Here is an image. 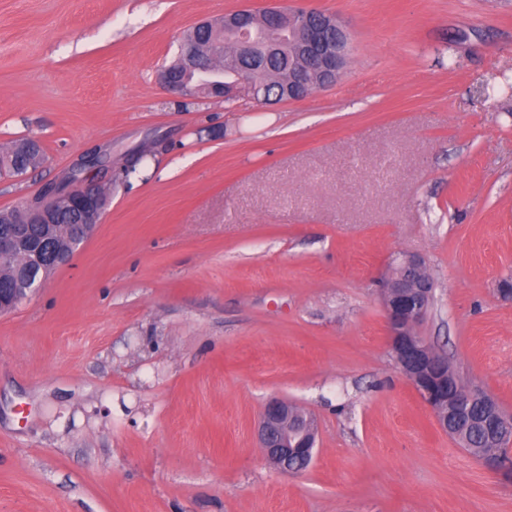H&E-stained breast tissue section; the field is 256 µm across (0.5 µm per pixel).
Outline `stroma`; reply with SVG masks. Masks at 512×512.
Instances as JSON below:
<instances>
[{"mask_svg":"<svg viewBox=\"0 0 512 512\" xmlns=\"http://www.w3.org/2000/svg\"><path fill=\"white\" fill-rule=\"evenodd\" d=\"M271 5L347 25L335 85L160 81L198 21ZM23 138L45 160L0 174V209L98 145L115 175L0 313V512H512L396 370L380 291L423 256L418 333L512 414V0H0V152ZM272 396L318 421L296 475L257 443Z\"/></svg>","mask_w":512,"mask_h":512,"instance_id":"stroma-1","label":"stroma"}]
</instances>
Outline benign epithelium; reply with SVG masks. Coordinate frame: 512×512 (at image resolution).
Returning a JSON list of instances; mask_svg holds the SVG:
<instances>
[{"instance_id": "obj_1", "label": "benign epithelium", "mask_w": 512, "mask_h": 512, "mask_svg": "<svg viewBox=\"0 0 512 512\" xmlns=\"http://www.w3.org/2000/svg\"><path fill=\"white\" fill-rule=\"evenodd\" d=\"M262 16L267 32H288L290 54L302 58L301 68L289 70L288 85L281 100L294 101L308 96L310 76L321 79L320 87L335 84L341 76L351 50V37L346 26L317 10L261 12L241 8L224 15V30L233 43V54L224 71L214 67L209 56L202 55L191 43H182L178 55L181 76L169 70L160 79L171 90L187 94L189 79L207 80V88L219 98L237 97L242 90L257 98L261 85L250 78L264 57L281 54L280 44L266 43L254 20ZM96 171L93 179L81 177L86 170ZM112 185V146L104 145L90 155L77 158L72 167L62 171L35 196L19 208L20 217L0 219V313L18 307L28 295L36 292L61 267L71 263L80 246L101 223L102 200ZM79 216L75 224L62 223L63 216ZM397 274L384 277L381 299L388 323V342L398 371L412 384L432 411L439 426L453 435L448 420L453 412L439 413V403L448 400L450 375L448 357L435 351L420 336L416 327L426 317L433 299L434 283L426 273L425 259L416 253H402L395 258ZM479 402L494 410L500 420L501 433L512 429V416L500 408L486 390L473 387L460 392L454 409ZM295 415L294 405L272 397L264 405L258 427L259 447L265 459L276 469L289 474L304 470L293 461L301 457L313 459L317 422L305 419V428L289 425Z\"/></svg>"}]
</instances>
